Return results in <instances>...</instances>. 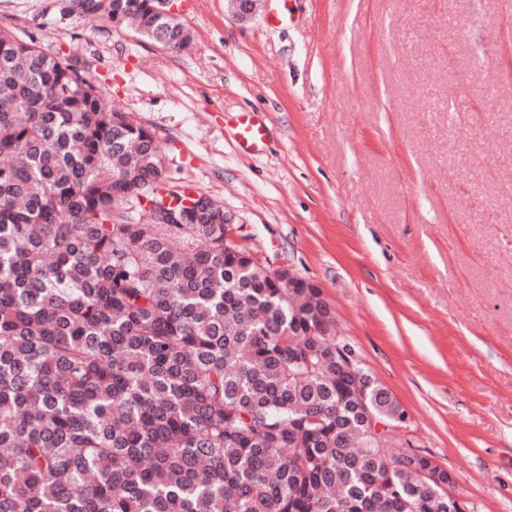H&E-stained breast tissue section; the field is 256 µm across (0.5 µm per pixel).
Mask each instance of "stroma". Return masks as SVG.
<instances>
[{
  "label": "stroma",
  "mask_w": 512,
  "mask_h": 512,
  "mask_svg": "<svg viewBox=\"0 0 512 512\" xmlns=\"http://www.w3.org/2000/svg\"><path fill=\"white\" fill-rule=\"evenodd\" d=\"M59 7L0 0V29L72 58L154 133L165 181L320 287L406 414L395 447L474 512H512V0H287L275 26L181 0L180 52ZM236 137L241 144L257 147L264 139L265 127L254 112H241L237 115Z\"/></svg>",
  "instance_id": "stroma-1"
}]
</instances>
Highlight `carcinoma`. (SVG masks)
I'll return each mask as SVG.
<instances>
[{
    "label": "carcinoma",
    "mask_w": 512,
    "mask_h": 512,
    "mask_svg": "<svg viewBox=\"0 0 512 512\" xmlns=\"http://www.w3.org/2000/svg\"><path fill=\"white\" fill-rule=\"evenodd\" d=\"M163 0H66L171 50ZM154 133L0 30V512H470L387 447L318 288L160 188Z\"/></svg>",
    "instance_id": "carcinoma-1"
}]
</instances>
